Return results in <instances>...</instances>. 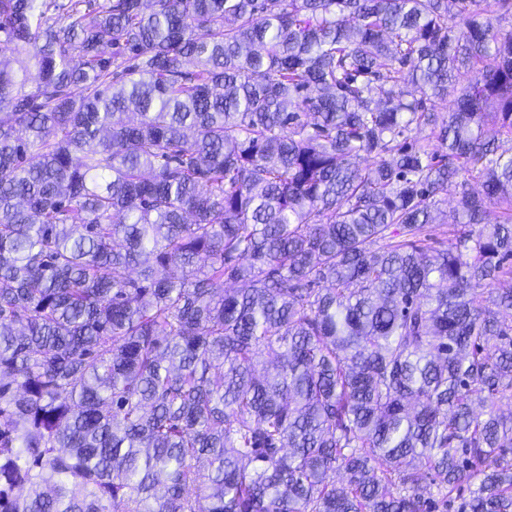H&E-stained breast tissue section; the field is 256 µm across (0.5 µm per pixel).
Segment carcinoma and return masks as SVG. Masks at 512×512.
<instances>
[{
  "label": "carcinoma",
  "instance_id": "carcinoma-1",
  "mask_svg": "<svg viewBox=\"0 0 512 512\" xmlns=\"http://www.w3.org/2000/svg\"><path fill=\"white\" fill-rule=\"evenodd\" d=\"M511 15L0 0V512H512ZM436 199V213L439 223L431 224L428 233L433 238L431 242L437 241V243H433V246L438 247L448 244V228L450 227L449 224L454 222L458 195L443 191L436 196Z\"/></svg>",
  "mask_w": 512,
  "mask_h": 512
}]
</instances>
